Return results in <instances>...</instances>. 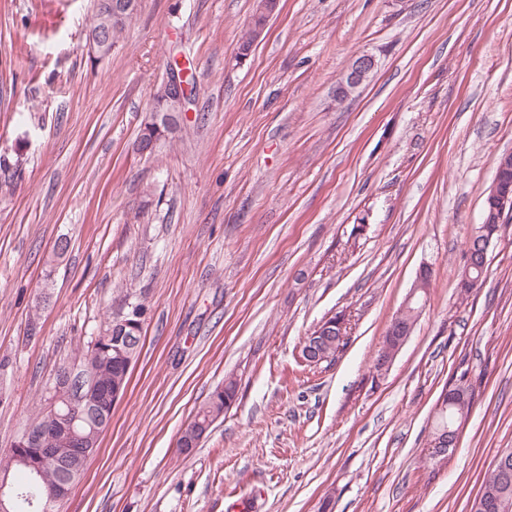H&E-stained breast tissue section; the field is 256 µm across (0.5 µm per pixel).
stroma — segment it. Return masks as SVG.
<instances>
[{
	"label": "stroma",
	"instance_id": "stroma-1",
	"mask_svg": "<svg viewBox=\"0 0 512 512\" xmlns=\"http://www.w3.org/2000/svg\"><path fill=\"white\" fill-rule=\"evenodd\" d=\"M141 0L92 57L94 0H0V456L61 365L131 305L139 355L60 512H471L512 448V220L456 288L512 152V0ZM373 77L344 102L351 58ZM186 112L133 144L169 65ZM68 248L57 253L59 238ZM426 306L371 365L421 266ZM346 312L332 364L304 336ZM474 400L452 456L424 446L442 389ZM236 402L191 453L217 386ZM377 67L375 57L369 53L356 55L350 62L345 72L336 81L334 93L336 99L355 91L366 81L370 79ZM348 96L340 99V102L346 100Z\"/></svg>",
	"mask_w": 512,
	"mask_h": 512
}]
</instances>
